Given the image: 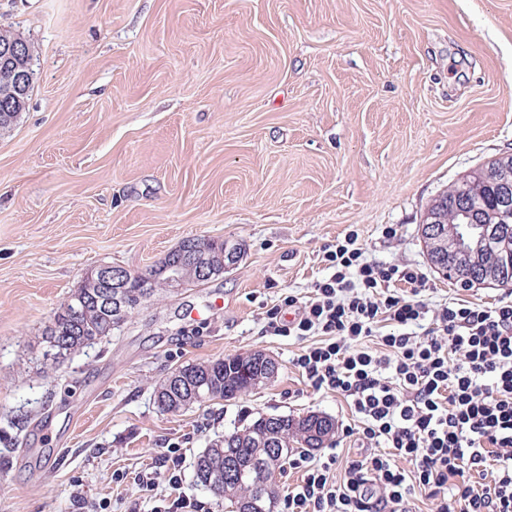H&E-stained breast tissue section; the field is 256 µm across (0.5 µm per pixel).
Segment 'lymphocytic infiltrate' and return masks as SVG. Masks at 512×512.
Here are the masks:
<instances>
[{"label": "lymphocytic infiltrate", "mask_w": 512, "mask_h": 512, "mask_svg": "<svg viewBox=\"0 0 512 512\" xmlns=\"http://www.w3.org/2000/svg\"><path fill=\"white\" fill-rule=\"evenodd\" d=\"M322 260L327 276L269 308L266 326L302 341L292 366L346 398L363 451L340 481L335 457L288 459L304 475L286 512H404L419 491L435 512H512V300L430 307L427 273L367 260L354 230Z\"/></svg>", "instance_id": "lymphocytic-infiltrate-1"}]
</instances>
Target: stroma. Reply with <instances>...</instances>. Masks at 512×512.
<instances>
[{"mask_svg": "<svg viewBox=\"0 0 512 512\" xmlns=\"http://www.w3.org/2000/svg\"><path fill=\"white\" fill-rule=\"evenodd\" d=\"M1 30L32 45L34 80L0 130V512H153L177 490L214 505L196 456L262 415L331 416L308 456L336 455L343 479L359 423L308 387L263 308L305 295L350 230L367 259L421 266L431 305L512 294L448 281L421 234L435 197L512 155V0H0ZM192 237L241 255L44 364L88 271L142 272ZM254 351L278 361L272 383L158 408L173 370ZM170 448L176 488L156 464Z\"/></svg>", "mask_w": 512, "mask_h": 512, "instance_id": "stroma-1", "label": "stroma"}]
</instances>
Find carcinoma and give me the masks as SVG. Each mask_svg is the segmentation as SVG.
<instances>
[{"instance_id":"cac0c4a2","label":"carcinoma","mask_w":512,"mask_h":512,"mask_svg":"<svg viewBox=\"0 0 512 512\" xmlns=\"http://www.w3.org/2000/svg\"><path fill=\"white\" fill-rule=\"evenodd\" d=\"M6 43L22 44L21 58L33 60L32 47L22 37L0 32V45ZM502 161L504 158L501 157L472 171L449 191L452 200L467 202L479 223L493 231V239L499 241L498 247L489 249L475 239L471 250L463 251L458 248L455 237V225L461 222V218L454 219L451 224L436 225L448 241V251L456 255V262L452 264L446 259L440 260L442 273L463 287L475 283L512 284V260L506 274L498 271L501 256L512 257V204L504 206L500 198V184L490 175ZM194 241L205 247L206 256L212 263L224 264V242L199 237ZM153 269L156 277L147 287L130 289V302L136 304L147 295L165 290L161 264H156ZM96 294L94 280L89 275L85 276L43 330L46 355L63 360L122 327L125 316L105 314L94 301ZM267 358L268 355L262 352H253L180 367L181 384H172L168 376L156 387L158 407L172 412L195 404L199 402L198 390L208 395L210 401L234 399L269 381ZM335 430L333 419L322 415L302 419L282 415L261 416L243 429L226 433L210 443L196 458L195 481L203 486L209 478L218 480L213 495L220 507L227 501L235 512H255V504L260 502L266 512H273L275 482L270 475L281 471L296 447L320 448L335 434ZM231 455L235 457L232 467L229 466Z\"/></svg>"}]
</instances>
